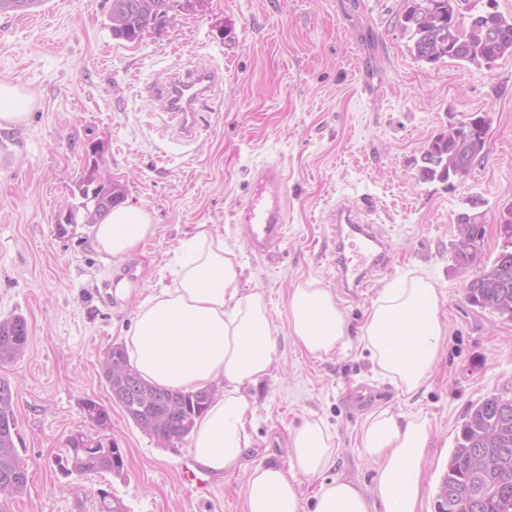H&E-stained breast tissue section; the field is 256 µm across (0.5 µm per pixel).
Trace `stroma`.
<instances>
[{
	"label": "stroma",
	"mask_w": 512,
	"mask_h": 512,
	"mask_svg": "<svg viewBox=\"0 0 512 512\" xmlns=\"http://www.w3.org/2000/svg\"><path fill=\"white\" fill-rule=\"evenodd\" d=\"M404 9V0H205L134 43L113 38L110 0H45L0 15V83L26 98L24 118L0 126V318L22 315L29 328L23 357L0 367L17 388L29 465L12 512H99L101 488L129 512H245L250 470L289 466L288 434L306 418L334 433V474L368 487L375 465L359 435L384 409L428 417L419 512H437L468 410L512 396V320L467 302L452 249L468 197L483 200V258L500 251V226L512 218V57L490 70L415 61L399 25ZM180 68L222 76L188 145L152 93ZM485 112V155L468 175L422 180L428 139ZM269 160L284 170L288 224L272 254L257 257L234 212ZM87 178L121 184L126 203L149 212L156 232L131 256L99 252L79 224L58 234ZM344 198L367 208L392 245L390 264L364 279L356 299L336 283L325 222ZM199 224L235 245L243 288L264 293L278 328L268 375L245 391L251 446L242 468L222 477L197 467L189 440L163 447L141 430L113 405L101 370L138 305L173 286L181 244ZM130 266L133 294L107 296L101 282ZM411 274L443 292L448 333L431 377L408 395L375 370L359 329L379 291ZM310 280L333 292L349 327L345 344L320 358L287 332L288 294ZM357 382L378 395L354 409L345 392ZM87 398L111 406L108 429L86 419ZM74 434L115 442L124 477L63 475L55 460Z\"/></svg>",
	"instance_id": "stroma-1"
}]
</instances>
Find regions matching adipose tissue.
Listing matches in <instances>:
<instances>
[{
    "instance_id": "1",
    "label": "adipose tissue",
    "mask_w": 512,
    "mask_h": 512,
    "mask_svg": "<svg viewBox=\"0 0 512 512\" xmlns=\"http://www.w3.org/2000/svg\"><path fill=\"white\" fill-rule=\"evenodd\" d=\"M97 249L131 255L155 233L144 208L125 205L90 225ZM176 285L145 299L124 336L131 365L153 385L183 391L223 380L195 421V463L221 476L242 466L250 447L253 410L244 388L261 380L275 354L277 330L263 293L242 292L241 262L223 236L198 230L181 245ZM442 293L421 276L384 286L361 327L360 340L380 373L406 392L431 374L447 334ZM287 329L313 355L329 354L347 337L345 316L333 294L307 281L288 295ZM432 434L427 417L382 410L367 417L360 434L364 454L377 465L371 489L333 476L334 437L307 420L289 435L290 468L255 466L247 480L246 512H418L424 461ZM319 479L311 510H304L299 476Z\"/></svg>"
}]
</instances>
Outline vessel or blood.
Instances as JSON below:
<instances>
[{
	"instance_id": "vessel-or-blood-1",
	"label": "vessel or blood",
	"mask_w": 512,
	"mask_h": 512,
	"mask_svg": "<svg viewBox=\"0 0 512 512\" xmlns=\"http://www.w3.org/2000/svg\"><path fill=\"white\" fill-rule=\"evenodd\" d=\"M220 80L214 70L191 69L169 76L161 97L185 141L194 139L201 122L200 110ZM287 216L282 167L276 161L264 162L256 171L235 222L252 251L263 256L284 239ZM328 221L334 226L339 275L352 288H360L372 269L389 261L390 248L378 229L362 220L349 201H338L329 212Z\"/></svg>"
}]
</instances>
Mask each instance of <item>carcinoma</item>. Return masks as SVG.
Listing matches in <instances>:
<instances>
[{"mask_svg": "<svg viewBox=\"0 0 512 512\" xmlns=\"http://www.w3.org/2000/svg\"><path fill=\"white\" fill-rule=\"evenodd\" d=\"M454 0H409L400 26L408 36L409 51L419 62L435 65L446 61L466 62L491 69L512 56V18L497 12L470 15L463 38L448 40V25L455 22ZM44 0H0V14L37 8ZM202 7L199 0H111L109 21L112 37L134 42L148 31L159 32L158 21L175 13L189 14ZM486 141L480 142L465 129L451 128L431 137L423 150L421 178L449 182L466 176L483 158ZM117 184L78 185V200L96 207L90 223L96 224L124 200ZM501 250L472 277L466 299L473 305L512 319V224L504 225ZM485 230L477 223L472 230L458 229L453 255L458 265L480 259ZM26 319L13 315L0 319V367L20 358L28 343ZM113 362L125 371L118 405L143 431L164 443L188 435L205 410L210 393H184L161 389L141 378L129 363L125 348L110 347L102 366ZM82 407L97 427L111 423L112 408L93 398ZM22 438L16 418V395L10 381L0 378V512H9L12 501L28 485V468L18 444ZM67 453L57 459L65 475L109 473L124 477L119 448L91 445L81 436L67 440ZM99 512H129L123 501L99 490ZM438 512H512V398L492 394L470 408L456 447L443 476Z\"/></svg>", "mask_w": 512, "mask_h": 512, "instance_id": "carcinoma-1", "label": "carcinoma"}]
</instances>
